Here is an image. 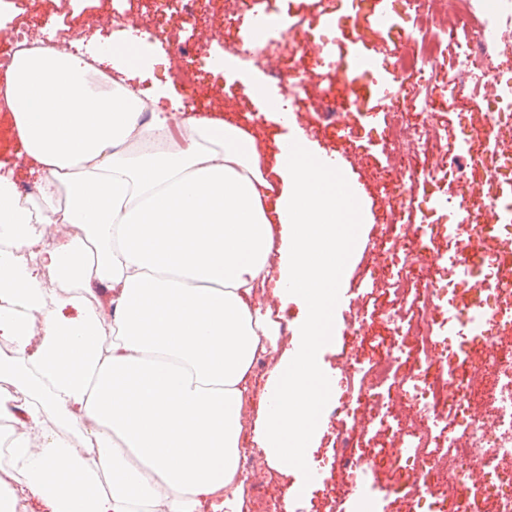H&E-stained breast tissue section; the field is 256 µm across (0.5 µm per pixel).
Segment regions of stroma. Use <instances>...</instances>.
<instances>
[{"label":"stroma","instance_id":"obj_1","mask_svg":"<svg viewBox=\"0 0 512 512\" xmlns=\"http://www.w3.org/2000/svg\"><path fill=\"white\" fill-rule=\"evenodd\" d=\"M384 25L375 21L353 19L349 0H259V13L269 14L272 23L256 30L253 21H244L239 36L250 40L261 35L272 50L284 49L280 24L303 18L310 40L319 49L318 59H301L295 73L300 84L290 110L291 127L269 121L237 84L226 85L223 75L214 73L212 63L224 54L230 41L219 18L224 13V0H200L196 17L181 16L174 0H94L88 10H81L77 0H13L11 22L0 28V55H9L14 46L13 34L22 29L39 37L43 28L55 29L51 44L62 47L64 41L111 37L117 22L138 25L148 30L155 42L167 36L193 42L195 54L192 70L194 86L177 83L175 89L185 101L202 113H237L246 116L259 132L266 147H273L280 134L306 137L327 156H342V171L348 180L359 184L365 196L363 208L369 223L356 225L360 248L343 268L344 284L336 299L333 319L336 333L324 347L323 358L339 369L337 385L327 386L319 424L326 428L315 453L326 458L335 452L334 438L338 427L359 419L363 399L359 382L377 357L383 354L392 336L387 312L393 298L392 286L398 282L401 264L392 246L399 237L392 223L396 208L390 184L385 176L390 160L384 151L387 102L380 89L381 81L390 79L393 64L402 49L410 48L417 37L416 22L405 9L403 0H384ZM340 61V71H333V61ZM484 88L465 89L461 93H438L432 103L442 126L456 140L479 126L487 110ZM332 95L338 121L326 120L316 107L320 95ZM375 101L374 110H365L364 100ZM457 183L441 184L419 178L414 187L415 212L420 222V235L428 251L440 257L448 255L447 210L436 207L443 192H456ZM364 316L372 328L365 337L356 339L346 331L345 321L353 315ZM321 484L311 496L301 495L293 477H278L270 497L277 504L292 501L300 512H328L334 498L336 473L323 469L318 474ZM356 482L365 484V496H350L345 512H413L409 499L414 489L423 486L422 476L402 471L397 460L384 458L378 466L358 470Z\"/></svg>","mask_w":512,"mask_h":512}]
</instances>
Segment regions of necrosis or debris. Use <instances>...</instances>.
<instances>
[{
    "label": "necrosis or debris",
    "mask_w": 512,
    "mask_h": 512,
    "mask_svg": "<svg viewBox=\"0 0 512 512\" xmlns=\"http://www.w3.org/2000/svg\"><path fill=\"white\" fill-rule=\"evenodd\" d=\"M406 8L419 18H435L438 10L451 14L453 24L465 26L473 18H480L476 32L462 42L449 39L448 30L428 26L416 52L400 55L394 70L395 80L384 86L382 94L390 103L384 147L402 174L397 185L400 196L399 209L410 214L414 205L412 188L418 172L417 157L434 159L431 175L436 180L461 179L469 165L478 164L484 152H491V131L512 123V73L505 71L502 61L512 56V48L501 45L500 36L512 34V0H405ZM290 39L291 52L282 59L270 57L268 45L257 43L243 48L241 43H231L229 49L239 56L244 65L265 67L268 74L279 83H290L295 54L304 53L305 31L302 22L290 24L284 31ZM481 71L491 89L490 110L484 115L483 125L472 132L467 150H459L448 141V135L438 122L427 101L434 90L459 92L466 88L474 71ZM410 73L418 76L416 87H409L399 76ZM426 98L419 111L406 105L412 93ZM488 165H481L487 181L493 185L496 198H512V150L491 152ZM497 256H487L482 262L483 277L477 283L485 292V308L491 311L490 319H477L473 324L458 316L436 322L432 316L444 312L454 304L455 295L448 283L433 281L421 288H398L391 305L394 342L375 363L367 386L373 387L381 380L391 383L390 389L397 398L412 402L416 409L413 419L391 420L382 399L366 395L365 403L373 408V418L379 423H391L392 437L401 447V460L406 466L425 472L436 479V500L457 497L460 482L466 477L465 465H472L481 472V482L476 496L479 512H512V478L501 475L500 461L512 459V352L496 350L487 353L494 370L470 368L457 381L455 395H448L439 376L425 377L411 371L397 369L399 354L406 343H413L418 365L436 361L447 362L452 353V342L457 338L472 336L474 341L485 343L494 329L512 325V309L497 306L498 298L512 297V281H501L497 274ZM484 401L494 405V422H467L459 439L443 452L427 453L425 446L431 437L430 423L443 408L465 401Z\"/></svg>",
    "instance_id": "necrosis-or-debris-1"
}]
</instances>
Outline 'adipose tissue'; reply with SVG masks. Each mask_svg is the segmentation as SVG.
<instances>
[{
    "mask_svg": "<svg viewBox=\"0 0 512 512\" xmlns=\"http://www.w3.org/2000/svg\"><path fill=\"white\" fill-rule=\"evenodd\" d=\"M128 68L34 41L0 89L47 183L32 200L0 173V512L25 491L43 512H239L261 353L279 361L255 439L281 473L307 467L356 190L288 140L269 170L245 127L173 123L169 90L139 95ZM270 281L303 312L284 350L256 301Z\"/></svg>",
    "mask_w": 512,
    "mask_h": 512,
    "instance_id": "adipose-tissue-1",
    "label": "adipose tissue"
}]
</instances>
